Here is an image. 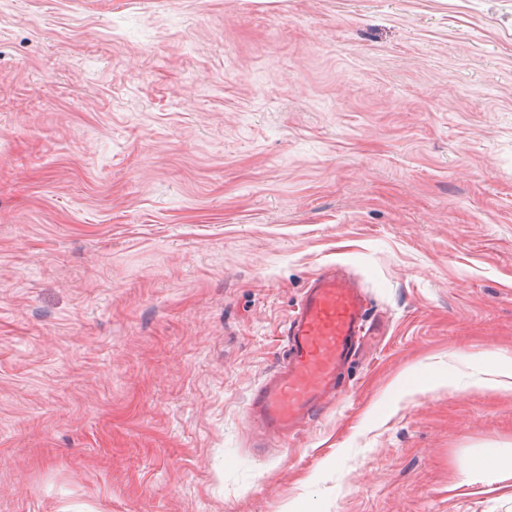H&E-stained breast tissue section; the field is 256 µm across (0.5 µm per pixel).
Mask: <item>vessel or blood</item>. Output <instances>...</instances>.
Wrapping results in <instances>:
<instances>
[{
  "instance_id": "b4317fda",
  "label": "vessel or blood",
  "mask_w": 512,
  "mask_h": 512,
  "mask_svg": "<svg viewBox=\"0 0 512 512\" xmlns=\"http://www.w3.org/2000/svg\"><path fill=\"white\" fill-rule=\"evenodd\" d=\"M370 310L366 292L341 265H325L308 282L285 325L279 363L246 405L256 451L297 434L341 396L346 367L381 331Z\"/></svg>"
}]
</instances>
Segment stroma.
I'll return each instance as SVG.
<instances>
[{
  "label": "stroma",
  "mask_w": 512,
  "mask_h": 512,
  "mask_svg": "<svg viewBox=\"0 0 512 512\" xmlns=\"http://www.w3.org/2000/svg\"><path fill=\"white\" fill-rule=\"evenodd\" d=\"M387 316L244 419L301 291ZM512 0H0V512H512ZM370 310L366 292L341 265H325L308 282L285 324L276 369L246 405L256 451L297 434L342 395L344 370L381 331ZM512 460L503 458L496 454L489 453L483 455L473 461L471 467L464 472L467 480L472 479L478 474H489L496 472H511Z\"/></svg>",
  "instance_id": "stroma-1"
}]
</instances>
